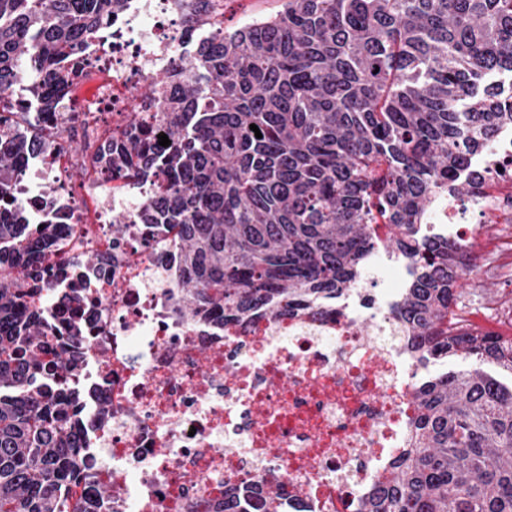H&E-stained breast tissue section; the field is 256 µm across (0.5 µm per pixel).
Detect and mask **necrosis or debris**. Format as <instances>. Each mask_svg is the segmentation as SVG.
Listing matches in <instances>:
<instances>
[{
    "instance_id": "necrosis-or-debris-1",
    "label": "necrosis or debris",
    "mask_w": 512,
    "mask_h": 512,
    "mask_svg": "<svg viewBox=\"0 0 512 512\" xmlns=\"http://www.w3.org/2000/svg\"><path fill=\"white\" fill-rule=\"evenodd\" d=\"M186 0H126L88 49L82 100L66 94L49 123L61 140L29 137L9 199L55 245L12 270L50 321L67 323L73 382L83 395L80 442L102 512H212L240 489L277 485L285 512H355L408 448L413 362L390 303L357 281L339 309H285L218 325L181 311L173 232L139 215L154 184L113 175L101 161L108 130L138 113L151 137L168 131L155 74L192 53ZM89 172L71 187L62 167ZM471 171L512 185V130H500ZM499 195L432 204L431 233L498 211ZM123 221L116 237L112 224Z\"/></svg>"
}]
</instances>
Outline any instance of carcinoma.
<instances>
[{"instance_id": "1", "label": "carcinoma", "mask_w": 512, "mask_h": 512, "mask_svg": "<svg viewBox=\"0 0 512 512\" xmlns=\"http://www.w3.org/2000/svg\"><path fill=\"white\" fill-rule=\"evenodd\" d=\"M124 2L0 0V119L12 118L0 131V196L25 136L59 137L15 87L53 111ZM199 22L208 36L190 63L159 79L173 86L168 150L152 152L134 121L103 157L128 179L165 174L143 218L176 229L185 312L226 321L275 315L284 300L331 308L379 247L403 257L410 280L393 309L413 358L470 366L417 385L412 446L358 512H512V384L484 370L512 375V339L451 328L468 245L420 235L435 194L477 199L482 179L461 173L512 126V86L489 80L512 81V0H281L233 31L216 6L188 14ZM35 254L25 225L0 209V512H97L105 492L68 493L83 474L80 398L36 387L42 371L64 376L74 362L66 336L48 369L36 350L52 327L10 276ZM232 506L281 512L273 485Z\"/></svg>"}]
</instances>
